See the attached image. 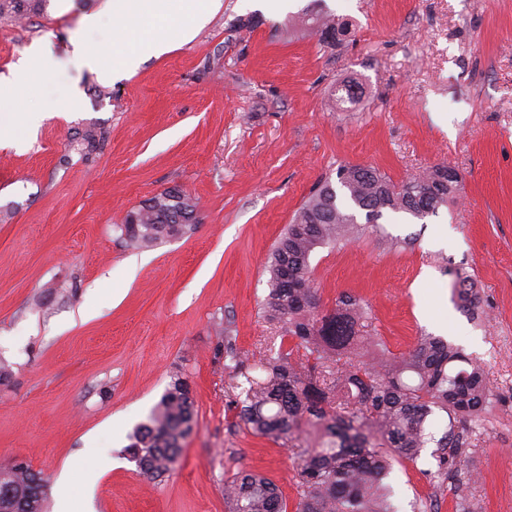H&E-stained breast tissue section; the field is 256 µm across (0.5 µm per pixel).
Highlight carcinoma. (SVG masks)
<instances>
[{
    "label": "carcinoma",
    "instance_id": "1",
    "mask_svg": "<svg viewBox=\"0 0 512 512\" xmlns=\"http://www.w3.org/2000/svg\"><path fill=\"white\" fill-rule=\"evenodd\" d=\"M47 0H0V19L19 21ZM290 36L318 37L334 48L350 36L336 16L306 8L289 21ZM319 182L279 238L268 266L265 319L292 346L277 357L253 362L236 354L224 337L230 364L227 393L248 387L245 398L231 400L235 424L260 438L288 440L307 434L296 452L299 499L295 512H396L385 482L395 460L418 466L422 450L434 440L430 420L448 418L437 441L438 472L459 477L468 472L465 449L472 446L471 425L488 410L491 389L483 366L461 347L424 335L412 348L394 354L370 333L372 314L365 301L340 294L326 309L312 279L310 257L327 245L345 244L377 229L387 213L423 220L455 199L462 183L446 163L435 164L395 183L361 165L336 170ZM130 210L116 225L132 249L152 248L183 237L199 222L195 198L172 187ZM365 212L361 224L352 208ZM457 307L472 313L482 303L471 276L452 267ZM195 424V406L186 378L170 381L148 421L135 427L127 452L148 480L175 468L181 442ZM47 480L29 465L0 470V504L7 512H43ZM226 512H287L275 485L247 470L224 482Z\"/></svg>",
    "mask_w": 512,
    "mask_h": 512
}]
</instances>
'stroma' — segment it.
<instances>
[{"label": "stroma", "instance_id": "35a3bbf8", "mask_svg": "<svg viewBox=\"0 0 512 512\" xmlns=\"http://www.w3.org/2000/svg\"><path fill=\"white\" fill-rule=\"evenodd\" d=\"M311 2L221 0L191 41L133 56L109 83L73 69L22 91L40 114L0 143V465L47 478L46 512L88 491L94 512H224L241 470L295 506L294 445L235 427L218 348L228 335L237 351L279 353L261 310L267 261L321 178L359 164L399 182L443 161L462 178L456 201L317 249L312 277L325 304L363 298L390 351L429 333L485 367L492 408L472 435L468 490L481 512H512V0H323L351 30L333 50L285 34ZM101 3L1 21L0 78L35 45L61 61L77 38L109 50L110 28L81 29ZM346 83L358 95L341 104ZM71 89V109L42 111ZM90 126L102 139L78 150ZM169 187L199 200L200 224L127 248L116 224ZM449 261L474 279L477 315L453 303ZM177 373L195 426L174 470L150 481L126 448ZM424 462L393 465L399 512H460L454 479Z\"/></svg>", "mask_w": 512, "mask_h": 512}]
</instances>
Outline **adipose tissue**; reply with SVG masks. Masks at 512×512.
Masks as SVG:
<instances>
[{"instance_id": "adipose-tissue-1", "label": "adipose tissue", "mask_w": 512, "mask_h": 512, "mask_svg": "<svg viewBox=\"0 0 512 512\" xmlns=\"http://www.w3.org/2000/svg\"><path fill=\"white\" fill-rule=\"evenodd\" d=\"M220 5V0H104L98 11L84 15L83 25L88 30L104 24L112 27L117 34L112 49L92 53L78 39L71 58L80 69L101 79L110 78L122 62V50L127 43L140 45L146 54L167 52L171 48L167 38L171 30H178L182 39H192ZM142 18L152 20L151 32L140 30L138 21Z\"/></svg>"}]
</instances>
